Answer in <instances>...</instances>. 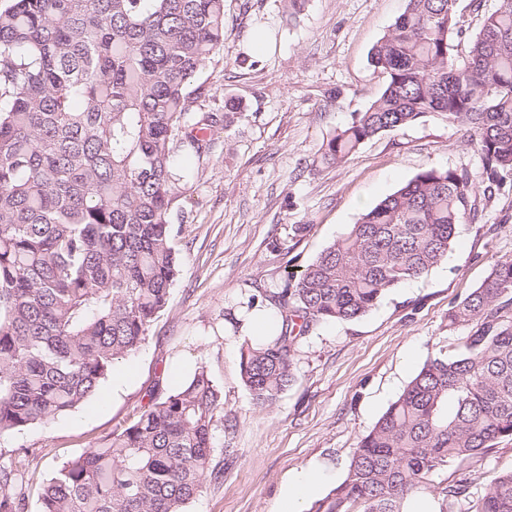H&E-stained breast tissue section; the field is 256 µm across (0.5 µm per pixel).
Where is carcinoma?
I'll return each mask as SVG.
<instances>
[{
  "label": "carcinoma",
  "mask_w": 512,
  "mask_h": 512,
  "mask_svg": "<svg viewBox=\"0 0 512 512\" xmlns=\"http://www.w3.org/2000/svg\"><path fill=\"white\" fill-rule=\"evenodd\" d=\"M472 6L480 28L462 55L456 0H407L374 47L382 94L326 141L320 164L434 113L468 128L485 189L512 173V0ZM223 48L224 0H12L0 10V438L88 401L166 309L181 268L171 219L188 184L177 158L206 160L235 109L201 82ZM479 192L465 170L427 167L272 292L279 329L239 352L255 403L290 385L312 328L364 316L445 260L458 226L477 218ZM448 322L460 331L456 354L423 365L311 512H407L430 472L512 441V258ZM223 408V389L196 367L63 463L39 512H183L220 475ZM470 487L462 474L444 489L448 512L460 501L464 512H512V470L475 496ZM21 507L0 470V512Z\"/></svg>",
  "instance_id": "cac0c4a2"
}]
</instances>
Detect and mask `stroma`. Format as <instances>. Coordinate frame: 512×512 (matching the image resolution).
Segmentation results:
<instances>
[{"label": "stroma", "mask_w": 512, "mask_h": 512, "mask_svg": "<svg viewBox=\"0 0 512 512\" xmlns=\"http://www.w3.org/2000/svg\"><path fill=\"white\" fill-rule=\"evenodd\" d=\"M406 0H306L289 15L285 0H224V49L202 75L216 99L239 102L204 165L184 161L190 189L174 217L181 272L165 312L124 359L120 393L104 382L69 415L0 440L11 470L38 512V493L57 466L148 406L180 365L203 366L224 390L225 446L219 479L207 481L184 512H274L289 476L316 462L325 497L345 477L360 438L424 363L455 352L448 311L512 257V174L493 187L475 222L461 225L446 260L427 275L384 292L366 315L323 324L303 339L294 380L277 402L258 407L239 369L245 338L225 321L228 309L298 276L348 232L359 215L428 166L467 169L482 182L468 133L430 114L365 140L344 163L319 164L322 147L382 93L373 47L404 12ZM305 225L295 234L297 225ZM287 243L276 250L275 242ZM29 449L21 457L19 449ZM512 469V441L483 456L428 474L412 500L433 512L459 475L479 491Z\"/></svg>", "instance_id": "1"}]
</instances>
